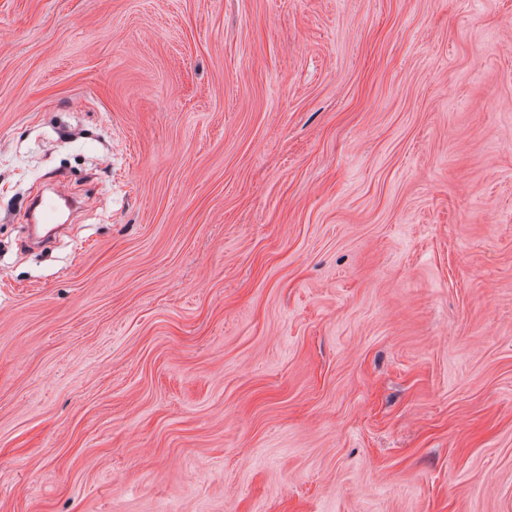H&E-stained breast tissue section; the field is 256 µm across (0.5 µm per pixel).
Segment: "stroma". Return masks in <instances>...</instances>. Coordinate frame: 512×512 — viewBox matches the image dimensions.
Returning a JSON list of instances; mask_svg holds the SVG:
<instances>
[{"label":"stroma","mask_w":512,"mask_h":512,"mask_svg":"<svg viewBox=\"0 0 512 512\" xmlns=\"http://www.w3.org/2000/svg\"><path fill=\"white\" fill-rule=\"evenodd\" d=\"M0 512H512V0H0Z\"/></svg>","instance_id":"1"}]
</instances>
